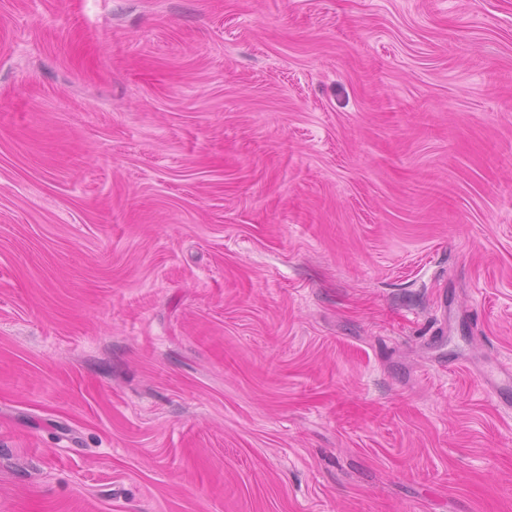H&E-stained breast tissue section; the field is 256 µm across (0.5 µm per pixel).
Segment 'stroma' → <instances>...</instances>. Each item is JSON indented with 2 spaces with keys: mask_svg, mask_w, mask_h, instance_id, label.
Here are the masks:
<instances>
[{
  "mask_svg": "<svg viewBox=\"0 0 512 512\" xmlns=\"http://www.w3.org/2000/svg\"><path fill=\"white\" fill-rule=\"evenodd\" d=\"M512 0H0V512H512Z\"/></svg>",
  "mask_w": 512,
  "mask_h": 512,
  "instance_id": "obj_1",
  "label": "stroma"
}]
</instances>
